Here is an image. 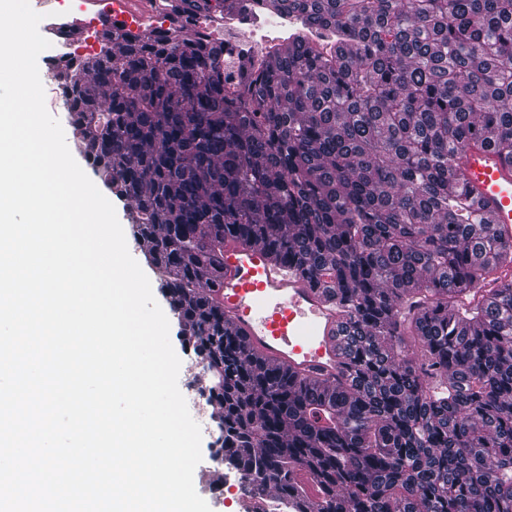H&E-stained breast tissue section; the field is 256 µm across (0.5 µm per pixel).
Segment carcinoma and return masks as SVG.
Wrapping results in <instances>:
<instances>
[{"label": "carcinoma", "instance_id": "obj_1", "mask_svg": "<svg viewBox=\"0 0 512 512\" xmlns=\"http://www.w3.org/2000/svg\"><path fill=\"white\" fill-rule=\"evenodd\" d=\"M250 2L167 0L162 18L246 21ZM271 3L294 27L260 60L204 33L97 32L55 73L74 147L131 205L253 496L512 512V249L460 173L472 145L512 162V0ZM228 236L324 288L354 376L306 382L245 350L214 293Z\"/></svg>", "mask_w": 512, "mask_h": 512}]
</instances>
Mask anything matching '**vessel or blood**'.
Wrapping results in <instances>:
<instances>
[{"instance_id":"vessel-or-blood-1","label":"vessel or blood","mask_w":512,"mask_h":512,"mask_svg":"<svg viewBox=\"0 0 512 512\" xmlns=\"http://www.w3.org/2000/svg\"><path fill=\"white\" fill-rule=\"evenodd\" d=\"M140 2L113 0L111 17L90 22L73 15L61 23L48 16L39 32L53 43H78L92 26L120 23L136 31ZM461 170L477 205L512 246V165L491 149L471 147ZM220 300L225 318L249 352L304 379L332 383L347 376L345 338L334 302L264 244L225 241Z\"/></svg>"}]
</instances>
